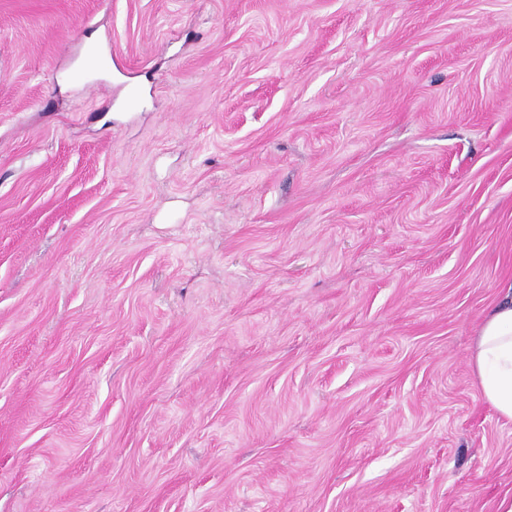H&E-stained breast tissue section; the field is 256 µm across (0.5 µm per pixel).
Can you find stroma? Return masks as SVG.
Instances as JSON below:
<instances>
[{"label":"stroma","instance_id":"obj_1","mask_svg":"<svg viewBox=\"0 0 512 512\" xmlns=\"http://www.w3.org/2000/svg\"><path fill=\"white\" fill-rule=\"evenodd\" d=\"M512 0H0V512H497ZM498 289L477 328L471 364L485 402L512 421V279Z\"/></svg>","mask_w":512,"mask_h":512}]
</instances>
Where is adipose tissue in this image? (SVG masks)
<instances>
[{"label": "adipose tissue", "mask_w": 512, "mask_h": 512, "mask_svg": "<svg viewBox=\"0 0 512 512\" xmlns=\"http://www.w3.org/2000/svg\"><path fill=\"white\" fill-rule=\"evenodd\" d=\"M471 364L485 402L512 421V279L500 284L477 328Z\"/></svg>", "instance_id": "1"}]
</instances>
